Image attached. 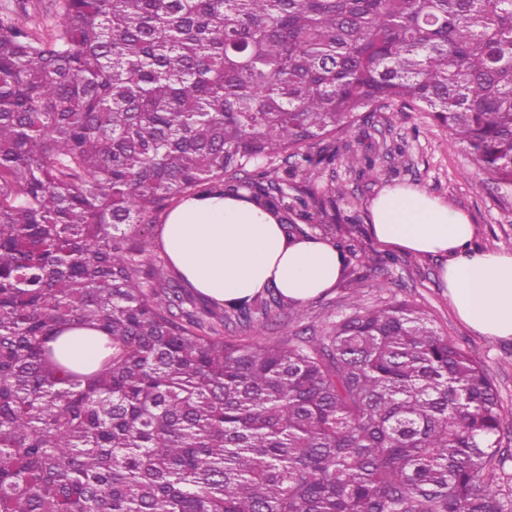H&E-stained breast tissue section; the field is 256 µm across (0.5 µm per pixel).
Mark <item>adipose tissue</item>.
I'll use <instances>...</instances> for the list:
<instances>
[{"label":"adipose tissue","instance_id":"1","mask_svg":"<svg viewBox=\"0 0 512 512\" xmlns=\"http://www.w3.org/2000/svg\"><path fill=\"white\" fill-rule=\"evenodd\" d=\"M370 212L379 244L442 258L441 280L462 323L512 339L511 252L474 246L468 215L419 189H384ZM161 242L189 287L222 304L269 288L303 304L335 288L345 267L331 240L288 235L267 213L232 198L183 200L166 217Z\"/></svg>","mask_w":512,"mask_h":512}]
</instances>
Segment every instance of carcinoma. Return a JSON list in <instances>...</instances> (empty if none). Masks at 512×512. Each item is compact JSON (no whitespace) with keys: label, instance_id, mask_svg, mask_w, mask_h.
<instances>
[{"label":"carcinoma","instance_id":"obj_1","mask_svg":"<svg viewBox=\"0 0 512 512\" xmlns=\"http://www.w3.org/2000/svg\"><path fill=\"white\" fill-rule=\"evenodd\" d=\"M0 4V512H503L485 370L405 301L294 346L224 338L138 230L235 198L296 235L344 221L342 135L426 112L512 188V0ZM104 335L84 374L60 333Z\"/></svg>","mask_w":512,"mask_h":512}]
</instances>
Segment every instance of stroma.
<instances>
[{"label":"stroma","mask_w":512,"mask_h":512,"mask_svg":"<svg viewBox=\"0 0 512 512\" xmlns=\"http://www.w3.org/2000/svg\"><path fill=\"white\" fill-rule=\"evenodd\" d=\"M348 138L362 151L384 144L403 151L402 157L364 174L340 163L334 168L337 182L350 193L344 213L351 218L350 223L337 225L335 241L352 245L359 260L388 253L368 230L370 203L387 186L427 191L470 216L479 247L512 252V191L496 189L480 176L464 148L449 140L427 113L407 109L392 118L387 112H378L368 127L353 128ZM397 258L388 270L365 269L362 303H413L428 314L438 332L462 347L488 373L510 421L501 433L503 455L492 474L503 489L504 512H512V341L479 336L460 322L441 282V259L404 252L398 253ZM349 312V293L340 286L298 308L277 311L260 327L245 330L232 326L227 333L263 344L295 345L304 338L320 335L327 325Z\"/></svg>","instance_id":"35a3bbf8"}]
</instances>
